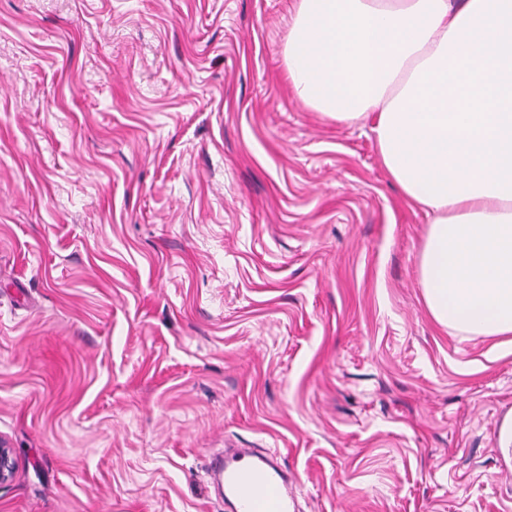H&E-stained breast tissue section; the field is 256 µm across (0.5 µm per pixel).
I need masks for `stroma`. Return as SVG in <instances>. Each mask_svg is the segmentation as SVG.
<instances>
[{"label":"stroma","instance_id":"35a3bbf8","mask_svg":"<svg viewBox=\"0 0 512 512\" xmlns=\"http://www.w3.org/2000/svg\"><path fill=\"white\" fill-rule=\"evenodd\" d=\"M295 0H0V512H512V335L428 312L371 120L299 102ZM235 512H295L288 472L275 454L252 448H227L210 463Z\"/></svg>","mask_w":512,"mask_h":512}]
</instances>
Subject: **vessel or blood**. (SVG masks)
Instances as JSON below:
<instances>
[{
  "mask_svg": "<svg viewBox=\"0 0 512 512\" xmlns=\"http://www.w3.org/2000/svg\"><path fill=\"white\" fill-rule=\"evenodd\" d=\"M210 468L233 512H296L288 474L275 454L228 448Z\"/></svg>",
  "mask_w": 512,
  "mask_h": 512,
  "instance_id": "vessel-or-blood-1",
  "label": "vessel or blood"
}]
</instances>
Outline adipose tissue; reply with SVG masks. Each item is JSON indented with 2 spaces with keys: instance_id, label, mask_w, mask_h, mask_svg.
Instances as JSON below:
<instances>
[{
  "instance_id": "ef3b65f1",
  "label": "adipose tissue",
  "mask_w": 512,
  "mask_h": 512,
  "mask_svg": "<svg viewBox=\"0 0 512 512\" xmlns=\"http://www.w3.org/2000/svg\"><path fill=\"white\" fill-rule=\"evenodd\" d=\"M299 101L371 116L390 180L430 223L425 304L462 336L512 334V0H297Z\"/></svg>"
}]
</instances>
